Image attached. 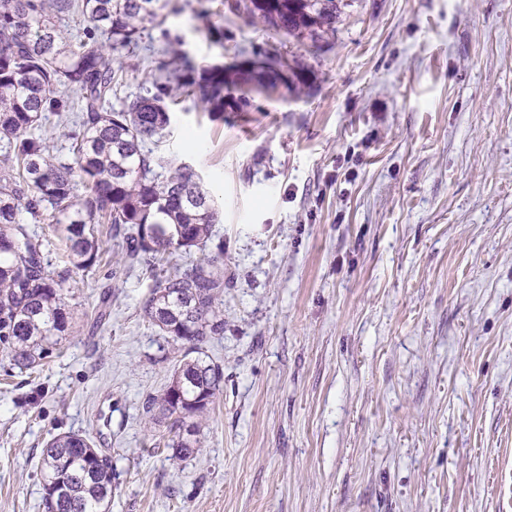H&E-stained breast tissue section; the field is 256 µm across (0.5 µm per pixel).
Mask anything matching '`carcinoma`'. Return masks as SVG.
I'll return each instance as SVG.
<instances>
[{
    "label": "carcinoma",
    "instance_id": "cac0c4a2",
    "mask_svg": "<svg viewBox=\"0 0 512 512\" xmlns=\"http://www.w3.org/2000/svg\"><path fill=\"white\" fill-rule=\"evenodd\" d=\"M340 0H241L252 22L321 49L336 33ZM168 0H0V340L11 365L32 371L69 329L63 284L46 269L42 242L20 214L47 219L74 273H87L103 256L100 236L122 238L131 261L163 262L144 306L149 322L184 349L171 382L144 406L167 421L163 447L187 459L201 448L196 419L222 392L224 372L202 358L201 345L224 333V243L191 268L177 257L212 241L218 214L196 170L155 151L170 125L168 103L197 97L214 119L249 105L252 86L265 93L308 85L299 63L269 53L243 70L216 64L196 68L174 39L168 53L176 74H148L120 110L104 104L118 92L111 51L137 48L145 32L165 23ZM80 13L92 24L76 45L61 26ZM53 112L69 122L67 159L52 154L40 121ZM47 512H107L112 464L91 439L68 432L47 441L40 456Z\"/></svg>",
    "mask_w": 512,
    "mask_h": 512
}]
</instances>
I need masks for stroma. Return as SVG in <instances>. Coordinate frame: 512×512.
<instances>
[{
    "label": "stroma",
    "instance_id": "obj_1",
    "mask_svg": "<svg viewBox=\"0 0 512 512\" xmlns=\"http://www.w3.org/2000/svg\"><path fill=\"white\" fill-rule=\"evenodd\" d=\"M233 2L166 26L196 66L275 48L311 86L220 121L182 101L161 146L220 212L202 448L156 445L143 402L180 353L143 313L158 267L107 237L58 353L22 373L0 343V512H45L66 432L111 457L109 512H512V0H348L321 51ZM112 57L124 94L174 69L158 35Z\"/></svg>",
    "mask_w": 512,
    "mask_h": 512
}]
</instances>
